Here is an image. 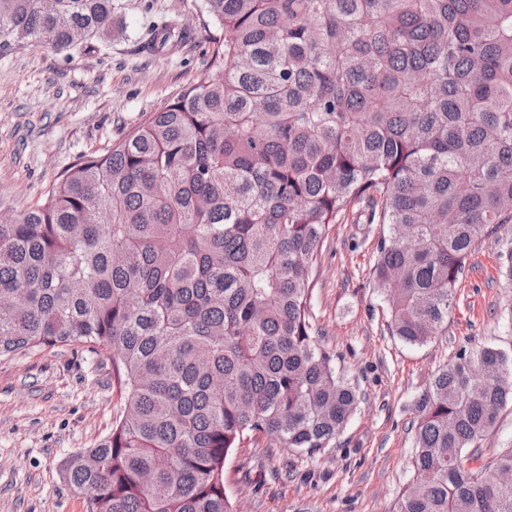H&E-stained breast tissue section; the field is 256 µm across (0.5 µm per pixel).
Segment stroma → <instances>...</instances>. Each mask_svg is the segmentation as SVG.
Here are the masks:
<instances>
[{
	"mask_svg": "<svg viewBox=\"0 0 512 512\" xmlns=\"http://www.w3.org/2000/svg\"><path fill=\"white\" fill-rule=\"evenodd\" d=\"M119 25L89 55L29 43L0 47V213L40 203L79 157L102 154L181 91L198 83L222 35L203 0H116ZM190 26L191 41L150 56L140 40L152 21ZM381 225L360 208L338 215L312 269L311 313L354 384L359 407L332 447L284 453L261 437L224 467L243 512H392L411 482V406L431 375L462 350L512 354V223L491 226L456 285L448 329L409 345L392 336L371 276ZM124 395L105 353L78 345L0 357V512H89L65 477L71 455L112 430Z\"/></svg>",
	"mask_w": 512,
	"mask_h": 512,
	"instance_id": "stroma-1",
	"label": "stroma"
}]
</instances>
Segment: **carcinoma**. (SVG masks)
<instances>
[{
    "label": "carcinoma",
    "mask_w": 512,
    "mask_h": 512,
    "mask_svg": "<svg viewBox=\"0 0 512 512\" xmlns=\"http://www.w3.org/2000/svg\"><path fill=\"white\" fill-rule=\"evenodd\" d=\"M203 8L224 34L206 76L0 223V356L102 349L125 391L66 468L90 512H238L224 466L246 439L336 441L359 399L310 320V274L351 205L385 225L372 273L411 345L448 328L473 248L512 222V0ZM115 17L114 0H0V42L89 52ZM192 36L162 19L141 50ZM510 401L497 348L435 372L393 512H512V448L473 467Z\"/></svg>",
    "instance_id": "carcinoma-1"
}]
</instances>
